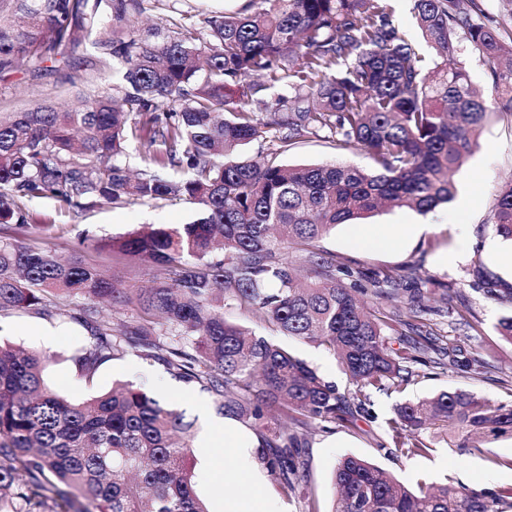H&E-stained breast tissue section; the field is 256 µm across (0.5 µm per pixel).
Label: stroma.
Instances as JSON below:
<instances>
[{"label":"stroma","instance_id":"stroma-1","mask_svg":"<svg viewBox=\"0 0 512 512\" xmlns=\"http://www.w3.org/2000/svg\"><path fill=\"white\" fill-rule=\"evenodd\" d=\"M244 0H148L142 23L164 28L174 27L184 16L204 25L215 15L240 8ZM112 61L105 58L82 38L78 45L61 46L55 54L35 55L23 63L0 68V113L28 112L56 104L74 107L79 96L97 85L98 77L111 74ZM479 145L452 175L457 186L455 198L447 205L421 214L409 208L386 210L371 218L391 240L383 247L358 241L343 224L318 242L323 253L352 271L376 272L392 269L407 281L427 282L431 291L428 329L443 336L458 348V359L475 354L487 355L488 373L474 375L458 369L440 367L434 350L424 354L428 366L403 392L375 391L370 395L372 417L358 418L355 425L314 423L298 429L304 447L307 474L305 491L316 499L321 512H330L333 504L331 472L337 458L344 454L362 456L382 467L409 488L421 484L458 485L475 489L512 484V469L494 465L497 457L512 456V439L508 437L482 443L480 447L461 450L450 446L455 431L448 426L425 434L431 450L423 456L405 457L388 454L391 441L386 421L397 404L414 401L448 388H462L495 403L512 404V344L498 333L499 320L512 313V244L496 236L490 215L494 193L499 185L512 178V122H488L478 139ZM287 164L347 163L371 168L369 155L357 147L338 148L325 136H311L299 141L282 155ZM27 213L49 221L46 231L27 236L29 244H54L62 255L80 249L84 259L118 278L125 287L147 286L152 276L149 265L139 258L101 249L108 238L119 239L146 225L177 227L194 218V208L182 200L156 204L112 205L100 203L80 210L55 198H38L25 202ZM400 224H424L427 232L411 239L395 238ZM468 248H461V241ZM459 251V259L444 265L442 258ZM462 313L465 324L452 323L450 311ZM0 340L44 353L48 358L49 386L76 402L111 388L113 382L128 381L149 395L168 387L163 404L187 417H194L191 399L203 395L199 384L188 383L170 374L163 365L140 357L135 350L101 365L92 379L76 371L70 357L87 340L86 330L68 318H47L16 311L0 316ZM292 348L339 391H353L354 386L342 371L336 356L311 343L290 341ZM159 395V394H158ZM221 463L212 469L203 463L194 467L196 491L210 512H225L228 501L239 498L241 487L225 479V470L233 469L236 449L214 451Z\"/></svg>","mask_w":512,"mask_h":512}]
</instances>
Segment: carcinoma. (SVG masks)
<instances>
[{
    "label": "carcinoma",
    "mask_w": 512,
    "mask_h": 512,
    "mask_svg": "<svg viewBox=\"0 0 512 512\" xmlns=\"http://www.w3.org/2000/svg\"><path fill=\"white\" fill-rule=\"evenodd\" d=\"M17 8L37 32L0 29V67L101 29L93 45L122 78L79 110L0 113V314L68 315L69 298H85L70 314L89 334L72 357L83 377L134 349L203 385L219 414L264 430L260 464L286 496L297 495L306 478L300 442L276 422L353 425L371 416L369 391L409 385L417 352L433 341L420 323L431 311L424 289L406 288L403 316L367 311L357 294L385 297L402 275L379 271L368 290L317 242L383 205L427 213L454 198L450 174L477 146L474 133L492 115L512 117V41L500 40L477 0H413L425 50L399 32L390 0H249L172 35L131 25L144 0H18ZM460 38L489 67L491 91L454 59ZM278 85L288 94L272 96ZM321 131L364 149L374 169L277 159ZM260 139L278 145L263 164L241 153ZM130 140L155 147L134 175L122 163ZM46 196L76 208L179 199L196 219L121 241L120 253L155 267L151 287L123 288L77 250L63 259L17 239L39 229L22 204ZM492 226L512 242V183L495 193ZM290 249L318 281L300 285ZM99 299L136 319L114 324ZM226 301L263 311L283 336L337 352L355 391L340 392L289 348L227 321ZM47 363L0 344V512L49 501L51 512H209L194 484V422L130 383L72 401L47 385ZM442 423L458 428L453 444L464 450L473 434L512 436V404L461 388L401 403L386 421L393 451L428 453L422 435ZM332 482V512L512 508V485L411 491L357 455L337 461Z\"/></svg>",
    "instance_id": "cac0c4a2"
}]
</instances>
